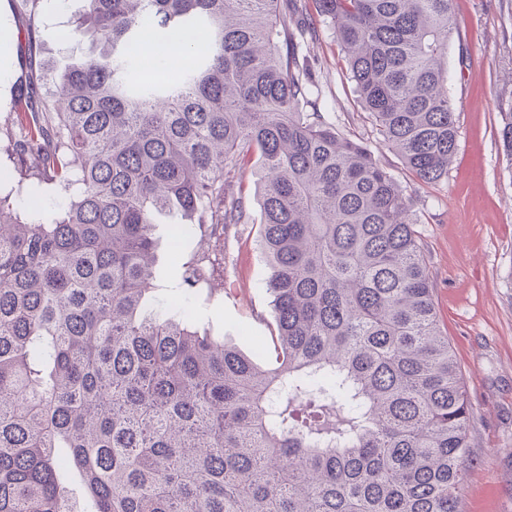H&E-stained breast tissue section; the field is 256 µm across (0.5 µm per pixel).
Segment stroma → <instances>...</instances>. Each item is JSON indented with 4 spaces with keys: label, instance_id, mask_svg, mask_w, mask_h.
<instances>
[{
    "label": "stroma",
    "instance_id": "35a3bbf8",
    "mask_svg": "<svg viewBox=\"0 0 512 512\" xmlns=\"http://www.w3.org/2000/svg\"><path fill=\"white\" fill-rule=\"evenodd\" d=\"M79 8V0H43L34 13L27 0H0V52L11 59L9 74L0 78V198L20 211L31 193L52 211L68 198L57 183L20 177L6 130L21 91L44 93L42 63L89 52V42L61 38ZM454 8L448 90L458 147L447 176L436 183L416 181L401 158L383 147L357 101L331 26L317 24L298 53L308 63L325 120L373 151L412 199L411 218L421 234L440 327L473 408L462 512H512V161L498 139V104L512 98V0H456ZM260 177V162L252 160L243 193L252 223L223 234L204 224L184 243L183 262L203 248L224 256L191 294L182 292L181 264L171 249L170 230L180 217L158 216L151 303L160 310L187 303L193 330L266 366L274 359L276 324L271 269L257 224Z\"/></svg>",
    "mask_w": 512,
    "mask_h": 512
}]
</instances>
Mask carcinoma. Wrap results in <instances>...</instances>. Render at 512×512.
<instances>
[{"instance_id":"cac0c4a2","label":"carcinoma","mask_w":512,"mask_h":512,"mask_svg":"<svg viewBox=\"0 0 512 512\" xmlns=\"http://www.w3.org/2000/svg\"><path fill=\"white\" fill-rule=\"evenodd\" d=\"M77 61L46 65L8 139L76 188L0 198V512H461L472 405L439 328L405 190L317 112L292 47L333 27L361 107L411 175L457 149L455 0H80ZM512 160V99L499 104ZM272 269L275 363L147 305L156 216L252 221ZM206 279L183 266L184 288Z\"/></svg>"}]
</instances>
